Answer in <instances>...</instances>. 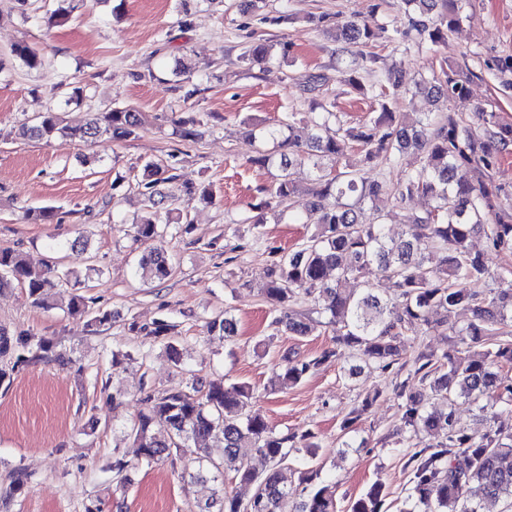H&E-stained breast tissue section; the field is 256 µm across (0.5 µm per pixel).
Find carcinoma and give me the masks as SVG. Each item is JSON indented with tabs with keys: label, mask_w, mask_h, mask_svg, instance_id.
Masks as SVG:
<instances>
[{
	"label": "carcinoma",
	"mask_w": 512,
	"mask_h": 512,
	"mask_svg": "<svg viewBox=\"0 0 512 512\" xmlns=\"http://www.w3.org/2000/svg\"><path fill=\"white\" fill-rule=\"evenodd\" d=\"M462 2L403 0L409 14L405 36L414 32L432 44L444 41L461 20ZM76 9L77 0H54L48 23L63 25ZM374 37V26L367 20L336 24V40L346 45L366 46ZM11 54L29 68L42 64L41 56L25 42L13 45ZM342 74L350 92L377 100L380 112L364 123L346 126L335 112V101L328 100L314 119L320 133L305 148L291 135L283 139L281 132H270L269 138L282 152L261 153L251 163L265 168L279 160L281 174L274 197L284 202L300 190L294 167L302 164L305 156H326L338 163L348 148L356 145L364 153L365 163L374 168L397 165L400 153L409 149L421 152L426 177L406 174L396 192L401 200L421 194L433 205L408 218L415 239H396L386 233L377 206L384 191L381 182L345 167L336 176L316 169L308 188L312 200L307 216L314 231L297 248L281 252L270 268L264 295L283 308L300 296L309 299L328 316L337 345L384 372L395 364L405 332L422 327L451 331L452 350L422 353L415 361L414 375L423 390L408 389L406 380L395 384L393 390L401 400V432L411 438H428L409 458L411 493L400 512H492L488 505L504 498L512 500V428L500 424L503 415H512V377L502 373L504 366H512V269L489 271L483 256L469 248V240L482 233L495 251L512 254V214L500 208L498 195L484 182L512 145V126L501 124L494 112L478 114L479 133L455 112L412 119L409 113L397 111L399 96L412 88L466 102L468 78L452 67L442 66L431 77L411 84L397 70L378 90L365 86L352 68H344ZM143 123L142 113L127 107L114 108L80 127L63 124L60 113L49 111L31 124L20 125L15 136L85 143L103 135L129 137ZM164 173L156 163L144 165L138 188L150 209L133 224L135 240L149 245L138 260L137 271L157 280L167 278L173 269L161 246L171 226L170 210L165 207L168 196L157 186L173 181L175 175L166 177ZM331 197L335 202H329ZM344 198L355 199L356 205H371L375 221L360 222L355 205L342 203ZM53 218L49 207L25 212V219L34 224L49 223ZM420 237L430 240L435 250L420 251ZM373 266L382 271L390 288H360L343 295L326 280L329 270L336 272L338 281L358 280ZM69 276L68 271L56 276L50 270L36 269L21 251L0 247V289L15 280L38 303L47 290L68 281ZM480 276L498 284L484 297L464 288L466 281ZM459 310L471 312V319L460 327L450 321ZM273 324L295 336L310 331L305 317L293 310L279 315ZM129 330L165 342L171 360L180 363L173 343L174 322L161 319L150 329L131 322ZM236 330V320L228 314L208 322V332L220 336L231 337ZM20 348L42 360L53 352V343L30 333L15 337L0 328V355L5 357ZM339 355L340 350L328 349L313 358L290 357L278 380L286 386L296 385ZM195 391L194 387L190 392L146 394L145 409L128 432L139 448L140 460L150 464L191 449L199 455L201 465L217 475L222 477L229 469L240 481L256 486L251 497L253 512H335L332 486L316 482L318 470L310 465L317 447L312 433L275 432L265 416L250 405L252 390L244 383L229 388L210 385L200 395ZM426 391L442 402V409L424 405ZM373 401L365 396L343 421L348 439L342 447H355L352 426ZM461 404L472 407L489 423L484 433H471L460 426ZM209 439L221 446L192 448V444ZM253 453L273 461L275 468L264 476L253 472L244 464ZM285 468L299 473V485H288L282 473ZM470 482L481 489V498L475 503L458 497L459 487ZM28 483L27 473L13 471L0 490V507H8ZM385 497V485L377 480L351 500L349 512H382ZM242 505L241 499L223 492L201 512H240Z\"/></svg>",
	"instance_id": "carcinoma-1"
}]
</instances>
